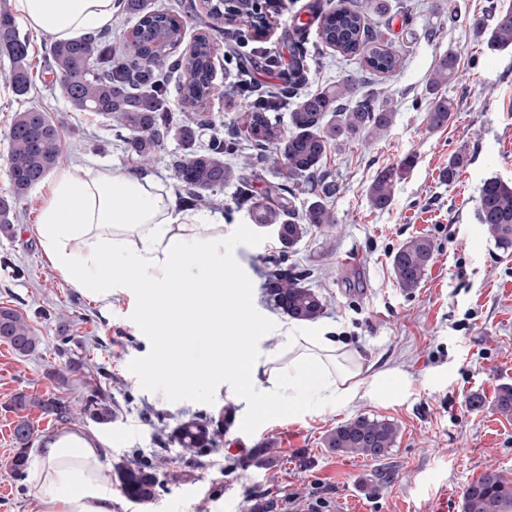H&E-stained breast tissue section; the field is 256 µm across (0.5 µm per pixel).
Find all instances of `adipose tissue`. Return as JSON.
Masks as SVG:
<instances>
[{
	"label": "adipose tissue",
	"instance_id": "1",
	"mask_svg": "<svg viewBox=\"0 0 512 512\" xmlns=\"http://www.w3.org/2000/svg\"><path fill=\"white\" fill-rule=\"evenodd\" d=\"M12 9L52 41L101 33L122 0H11ZM37 231L43 252L78 290L111 308L116 292L139 302L138 328L157 337L153 370L174 397L197 396L223 378L227 399L257 416L293 414L319 401L343 411L381 398L396 381L385 369L361 378L339 367L327 330L256 314L245 281L224 274V219L179 204L161 180L136 168L86 166L58 170L41 195ZM280 337V352L262 337ZM209 353L185 371L196 340ZM32 494L44 512H113L104 474L108 452L82 432L44 440Z\"/></svg>",
	"mask_w": 512,
	"mask_h": 512
}]
</instances>
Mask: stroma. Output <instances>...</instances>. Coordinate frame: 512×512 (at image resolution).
<instances>
[{
    "label": "stroma",
    "instance_id": "stroma-1",
    "mask_svg": "<svg viewBox=\"0 0 512 512\" xmlns=\"http://www.w3.org/2000/svg\"><path fill=\"white\" fill-rule=\"evenodd\" d=\"M308 2L281 0L269 34L250 38L253 81L280 88L270 61L290 62L292 25ZM493 3L512 9V0H390L387 14L368 23L399 50L395 74L374 75L330 48L305 67L302 91L352 78L358 90L379 92L395 112L383 137L340 146L329 156L325 170L341 187L332 201L336 228L311 230L290 256L309 269V286L327 302L320 325L334 327L363 367L403 373V388L386 399L360 400L339 413L312 406L248 425L243 405L225 398L223 384L195 398H173L162 373L142 372L158 345L137 327V301L119 293L111 309H102L53 268L36 227L39 190L28 191L10 230H0V306L33 315L40 344L20 356L0 342V512H41L32 496L36 462L22 476L11 468L18 418L12 401L21 392L67 400L79 412L74 428L96 437L112 463L136 451L157 464L156 497L137 503L116 494L114 512H250L258 501L270 512H461L465 487L483 470L512 477V417L468 406L473 394L490 400L498 385H512V250L498 248L477 219L485 180L512 182V50L490 49L473 28L477 21L492 25ZM18 28L34 65L29 99L63 123L67 146L59 166L130 167L103 117L71 111L46 65L48 37L23 22ZM241 28L227 23L218 42L208 103L214 125L202 131V140L237 124L239 99L228 92L237 76L224 58ZM451 49L459 54V72L444 92L454 117L434 129L425 85L440 55ZM9 69L0 57V193L10 187L6 132L29 100L14 94ZM460 151L466 165L456 180L444 181L442 171ZM407 156L415 163L392 205L372 209L367 189L376 172ZM235 195V187H225L212 208L224 217V254L233 274L253 283L254 310L271 315L260 268L280 244L237 209ZM414 236L431 239L435 254L420 287L408 293L393 279L390 255ZM64 335L71 343L63 356L57 347ZM70 358L80 361V372L60 382L56 373ZM98 386L112 397L114 418L105 425L81 413ZM222 411L228 418L221 445L207 455L196 458L165 444L166 432L185 415ZM360 415L397 425L387 459L341 457L325 447L329 431ZM270 444L276 448L272 466L238 469L239 461Z\"/></svg>",
    "mask_w": 512,
    "mask_h": 512
}]
</instances>
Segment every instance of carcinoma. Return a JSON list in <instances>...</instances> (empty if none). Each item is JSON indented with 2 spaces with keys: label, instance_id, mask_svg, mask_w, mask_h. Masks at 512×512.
Here are the masks:
<instances>
[{
  "label": "carcinoma",
  "instance_id": "carcinoma-1",
  "mask_svg": "<svg viewBox=\"0 0 512 512\" xmlns=\"http://www.w3.org/2000/svg\"><path fill=\"white\" fill-rule=\"evenodd\" d=\"M387 9L385 0H360L352 6L318 9L320 40L346 57L361 58L363 67L381 75H391L400 66L398 50L380 36L369 34L368 18ZM123 12L137 18L136 37L116 47L112 33L105 32L51 46L49 68L59 78L74 112H94L109 121L115 136L124 144L127 157L143 169L155 164L165 141L173 138L181 152L170 160L174 176L191 207L213 205L211 195L228 185L236 186L235 204L244 208L255 224H278L287 244L273 259L265 284L266 296L274 306L297 322H313L322 317L325 300L306 285L309 273L288 265V251L313 228L326 230L336 224L330 202L340 187L323 169L332 147L377 139L392 126L394 112L381 105L373 93H359L346 79L320 90L296 97L289 114V129L272 122L270 113L280 106V97L268 98L259 106L237 84L235 93L245 100L240 116L242 127L260 146L261 152L243 157L237 166L229 158L241 152L237 136L215 135L200 145L199 133L211 124L207 98L211 88L213 63L210 39L224 33L227 17L255 13V0H210L206 5L207 31L199 35L188 54H172L181 42L182 27L175 14L150 7L148 0H123ZM478 34H488L494 50L512 49V9L496 15L491 29L474 23ZM0 56L10 62L9 81L13 92L26 98L32 90V60L28 38L21 34L9 9L0 0ZM459 70V54L450 49L440 56L426 84L428 121L442 128L453 118L454 103L442 93ZM180 74L183 115L170 113L168 75ZM11 188L9 204L0 207V227L12 224L17 202L41 182L59 161L65 147L62 125L43 109L31 105L16 113L7 132ZM271 163L281 181L267 186L262 197L253 194L243 170ZM414 165L407 156L377 171L369 188L368 202L374 210L388 209L396 185ZM306 196L302 210L295 208L297 195ZM478 216L497 246L512 250V184L496 177L487 179L478 199ZM434 255L431 240L411 237L390 256L393 278L406 292L419 288ZM0 340L23 356L32 354L39 337L27 315L12 306H0ZM13 406L23 412L38 408L60 423L72 421L73 408L62 398L44 399L25 392L13 398ZM494 409L512 415V385L502 384L494 395ZM84 412L99 424L112 422V403L96 388L86 401ZM224 415L195 413L183 417L169 442L193 456H204L214 447ZM15 452L12 465L25 472L26 449L34 428L25 416L13 429ZM396 425L386 419L357 416L331 430L325 445L338 456L387 458L395 446ZM122 494L133 501L155 498L160 485L157 465L132 457L115 470ZM462 512H512V482L495 468H488L468 484L462 497Z\"/></svg>",
  "mask_w": 512,
  "mask_h": 512
}]
</instances>
